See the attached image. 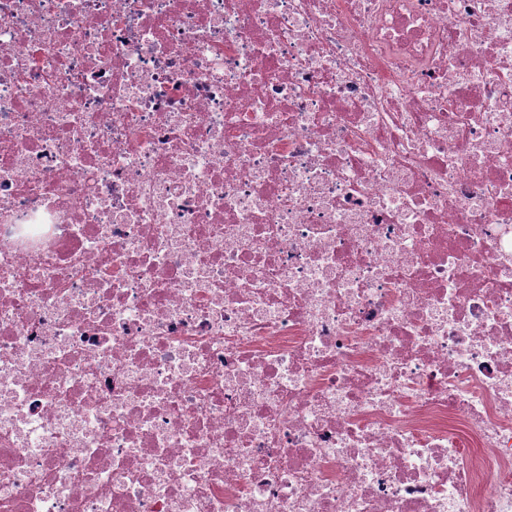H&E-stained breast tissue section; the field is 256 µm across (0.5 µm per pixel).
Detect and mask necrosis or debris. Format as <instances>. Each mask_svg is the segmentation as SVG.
Here are the masks:
<instances>
[{"label": "necrosis or debris", "instance_id": "4bbe7bcc", "mask_svg": "<svg viewBox=\"0 0 512 512\" xmlns=\"http://www.w3.org/2000/svg\"><path fill=\"white\" fill-rule=\"evenodd\" d=\"M0 512H512V0H0Z\"/></svg>", "mask_w": 512, "mask_h": 512}]
</instances>
